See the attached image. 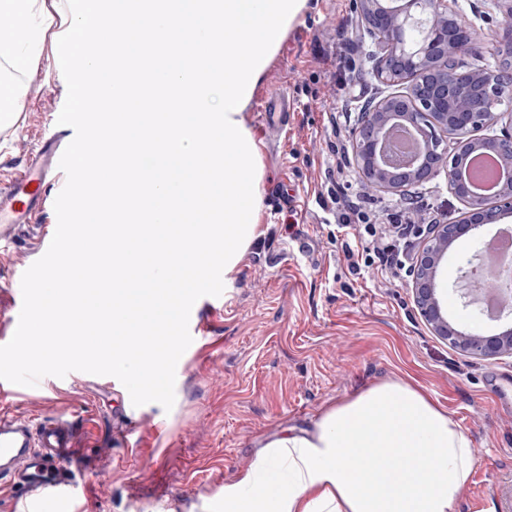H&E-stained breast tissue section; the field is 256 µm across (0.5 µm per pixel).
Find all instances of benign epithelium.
<instances>
[{"instance_id":"7a95c632","label":"benign epithelium","mask_w":512,"mask_h":512,"mask_svg":"<svg viewBox=\"0 0 512 512\" xmlns=\"http://www.w3.org/2000/svg\"><path fill=\"white\" fill-rule=\"evenodd\" d=\"M359 14L371 33L384 40L376 58L378 81L392 92L362 102L352 131L353 159L369 192L386 191L413 201L409 188L437 172L463 205L453 224L418 226L421 249L412 268L410 290L417 312L435 335L478 359L512 358V327L500 333L463 331L448 319V287L442 268L448 253L462 239L512 214V123L500 132L472 138L470 134L496 126L505 116L497 109L503 89L498 69L466 62L479 33L454 7L452 0H359ZM407 123L423 142L422 152L404 169L390 168L381 144L383 129ZM457 143L448 147L449 135ZM490 150L502 160V188L492 196L477 195L460 176L468 157ZM459 266L457 288L462 307L478 308L476 289L466 267Z\"/></svg>"}]
</instances>
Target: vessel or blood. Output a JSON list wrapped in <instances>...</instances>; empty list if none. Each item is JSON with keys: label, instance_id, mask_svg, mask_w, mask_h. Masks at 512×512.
Masks as SVG:
<instances>
[{"label": "vessel or blood", "instance_id": "vessel-or-blood-1", "mask_svg": "<svg viewBox=\"0 0 512 512\" xmlns=\"http://www.w3.org/2000/svg\"><path fill=\"white\" fill-rule=\"evenodd\" d=\"M68 145L66 134L43 144L32 161L0 188V239L12 237L17 225L36 221L38 208L47 199L50 177ZM74 446L73 423L65 417L22 425L0 415V488L22 485L31 494L66 493L72 482L64 476ZM30 459L25 471L15 464Z\"/></svg>", "mask_w": 512, "mask_h": 512}]
</instances>
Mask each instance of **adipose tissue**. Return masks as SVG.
<instances>
[{
  "mask_svg": "<svg viewBox=\"0 0 512 512\" xmlns=\"http://www.w3.org/2000/svg\"><path fill=\"white\" fill-rule=\"evenodd\" d=\"M41 0H0V65L23 77L44 27L24 17ZM357 465H350L349 457ZM475 468L468 432L428 394L392 378L325 409L309 428L264 440L249 467L224 485L223 512H455Z\"/></svg>",
  "mask_w": 512,
  "mask_h": 512,
  "instance_id": "1",
  "label": "adipose tissue"
}]
</instances>
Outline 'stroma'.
<instances>
[{
  "label": "stroma",
  "mask_w": 512,
  "mask_h": 512,
  "mask_svg": "<svg viewBox=\"0 0 512 512\" xmlns=\"http://www.w3.org/2000/svg\"><path fill=\"white\" fill-rule=\"evenodd\" d=\"M456 6L481 31L472 63L497 66L499 9L492 0ZM45 13L51 26L36 76L6 103L16 120L0 124V184L61 130L67 85L56 39L70 11L66 0H45ZM379 52L357 0H310L270 62L246 110L265 171L263 234L233 288L195 303L205 334L176 369L172 410L133 406L119 380L81 371L0 400V411L23 423L74 421L85 468L72 475L80 496L70 512H214L262 437L307 427L331 403L396 377L426 391L471 438L476 467L456 512H499L498 487L512 482V415L499 413L491 385L512 376V359H476L443 343L418 315L408 274L351 272L336 229V196L364 191L351 131L358 104L387 92L373 73ZM279 94L291 108L273 132L261 109ZM413 192L428 218L458 219L462 205L445 174ZM56 226L47 209L0 245V338L22 296L14 276L44 255V235Z\"/></svg>",
  "instance_id": "1"
}]
</instances>
